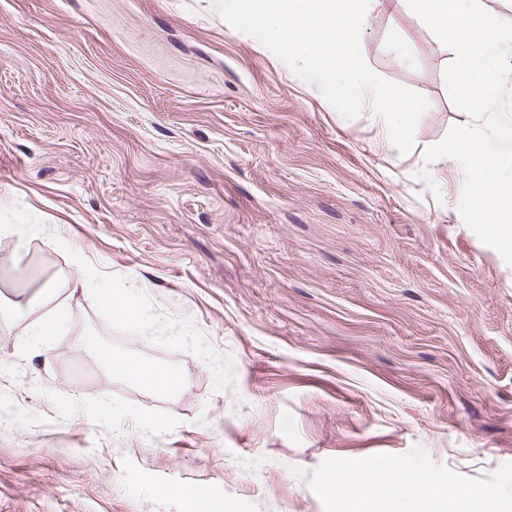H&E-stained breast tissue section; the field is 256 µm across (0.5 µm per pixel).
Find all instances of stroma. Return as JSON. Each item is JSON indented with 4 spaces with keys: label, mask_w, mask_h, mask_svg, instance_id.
Segmentation results:
<instances>
[{
    "label": "stroma",
    "mask_w": 512,
    "mask_h": 512,
    "mask_svg": "<svg viewBox=\"0 0 512 512\" xmlns=\"http://www.w3.org/2000/svg\"><path fill=\"white\" fill-rule=\"evenodd\" d=\"M360 46L428 101L408 153L217 0H0V225L40 227L0 236V512H182L180 489L332 512L378 458L512 512V266L465 224L457 162L425 161L473 122L454 53L405 0ZM132 283L137 325L102 300ZM100 353L111 368L112 373L129 382L162 395L172 393L175 388L172 386L173 373L167 369L152 366L136 359L115 358L106 349H101Z\"/></svg>",
    "instance_id": "obj_1"
}]
</instances>
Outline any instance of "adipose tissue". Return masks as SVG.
Here are the masks:
<instances>
[{"label":"adipose tissue","mask_w":512,"mask_h":512,"mask_svg":"<svg viewBox=\"0 0 512 512\" xmlns=\"http://www.w3.org/2000/svg\"><path fill=\"white\" fill-rule=\"evenodd\" d=\"M113 374L158 394L172 393L171 371L102 351ZM344 494L334 496L335 512H497V495L489 490L448 487L435 474L418 471L399 485L381 483L377 472L346 478Z\"/></svg>","instance_id":"1"}]
</instances>
